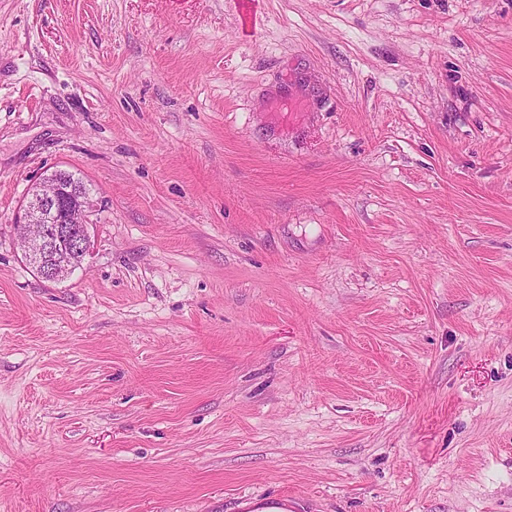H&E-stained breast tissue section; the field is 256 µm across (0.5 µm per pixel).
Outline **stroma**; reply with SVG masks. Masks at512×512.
<instances>
[{"mask_svg": "<svg viewBox=\"0 0 512 512\" xmlns=\"http://www.w3.org/2000/svg\"><path fill=\"white\" fill-rule=\"evenodd\" d=\"M278 499L512 512V0H0V512ZM51 175L64 186L81 184L86 193L89 191L83 180L69 170L57 169ZM55 179L44 178L37 184L33 197L24 206L23 220L18 221L29 230L28 235L19 240L23 257L43 279L52 282L68 277L82 264L91 247L89 194L79 205H68ZM59 211L65 215L64 224H52L55 219L46 224L48 216ZM73 224L80 230L76 237H71ZM66 238L71 246L65 251L60 246Z\"/></svg>", "mask_w": 512, "mask_h": 512, "instance_id": "obj_1", "label": "stroma"}]
</instances>
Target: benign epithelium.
<instances>
[{"label":"benign epithelium","mask_w":512,"mask_h":512,"mask_svg":"<svg viewBox=\"0 0 512 512\" xmlns=\"http://www.w3.org/2000/svg\"><path fill=\"white\" fill-rule=\"evenodd\" d=\"M89 197L78 205L67 204L59 183L45 178L35 187L24 206L23 220L28 235L20 241L25 260L47 281L68 277L82 264L91 247L88 213ZM65 215L64 223L48 224V216Z\"/></svg>","instance_id":"1"}]
</instances>
